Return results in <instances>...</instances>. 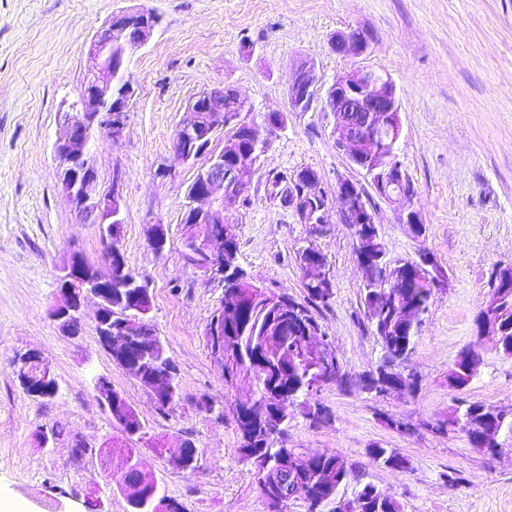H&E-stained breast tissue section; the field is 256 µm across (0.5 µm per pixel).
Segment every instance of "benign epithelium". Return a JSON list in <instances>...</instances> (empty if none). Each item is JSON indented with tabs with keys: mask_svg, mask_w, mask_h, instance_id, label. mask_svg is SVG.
<instances>
[{
	"mask_svg": "<svg viewBox=\"0 0 512 512\" xmlns=\"http://www.w3.org/2000/svg\"><path fill=\"white\" fill-rule=\"evenodd\" d=\"M156 28L155 13L142 9L115 15L99 28L90 41L89 53L95 66L86 76L79 95L60 113L54 141V155L58 162V184L62 193L77 214L93 219L100 225L102 236L112 241V225L120 219L123 199L122 176L114 172L111 185L104 189L98 180L94 164L92 141L95 135H105L113 143L123 140L130 105L135 94L129 65L134 54L151 39ZM371 43V34L360 28L341 30L331 41V49L338 55L358 57L365 54ZM127 73L117 82L112 77L115 68ZM241 106L233 111L224 110V89L203 90L186 104L183 119L178 124L173 148L181 159L194 166L203 159L196 177L187 187L188 206L185 247L188 259L212 275L224 276V240L233 236V229L224 220V211L236 201L230 199L233 191L246 188L254 176L256 161L249 154L238 150V138L225 140L224 149L216 154L211 150L215 136L228 126L242 132H251L257 120L250 117V103L237 97ZM328 112L333 117L332 134L339 149L346 152L349 162L369 178L372 189L380 191L391 204H399L412 195V185L398 159L382 166H374L379 146L399 144L401 123L399 98L391 79L373 70L352 69L336 76L324 96H319L312 64L305 62L295 69L288 79V111L310 112L315 109ZM295 182L300 192L291 194L290 201L305 224H324L328 200L321 191L320 180L310 168L301 170ZM336 197L340 200V220L344 224H374L376 211L369 199V192L361 183L350 178L336 179ZM204 224L208 233L201 238L194 227ZM381 241L367 233L355 236V253L358 263L377 253ZM322 253L310 244L299 251V264L304 273H314V282L331 283L326 263L320 261ZM107 270L103 271L84 259L75 257L59 277V303L51 310L52 318L61 327L72 329L79 325L82 307L88 298L96 299V329L108 352H118L124 367L138 371L140 361L130 357L129 345L140 335L144 316L150 311V295L139 289L129 296L127 308L119 315L112 305V283L122 280L131 288L135 280L128 277L125 267L112 266V257L106 258ZM436 265L427 259L416 269L399 263L389 272V281L404 278L416 288L423 281L424 272L432 274V287L440 286L434 275ZM223 324L211 327L215 347L211 351L214 362L225 369L228 381L235 382L231 368L224 366V349L221 335ZM478 343L459 354L458 360L472 365V351L489 341L500 344V331L494 320L484 317L477 332ZM322 369L320 379L329 384L340 377L337 354L330 347L318 351ZM20 380L30 386L31 396L40 397L56 390L48 360L38 352H28L16 360ZM97 391L107 409L119 405L123 399L120 391L101 379ZM495 427L489 425L465 426L466 437L474 448L486 449L496 445ZM161 456L172 454V462L184 471H191L199 456L196 449L186 443L177 448H159ZM269 512H281L287 499L285 493L273 483L262 493Z\"/></svg>",
	"mask_w": 512,
	"mask_h": 512,
	"instance_id": "obj_1",
	"label": "benign epithelium"
}]
</instances>
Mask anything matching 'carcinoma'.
Wrapping results in <instances>:
<instances>
[{"instance_id": "1", "label": "carcinoma", "mask_w": 512, "mask_h": 512, "mask_svg": "<svg viewBox=\"0 0 512 512\" xmlns=\"http://www.w3.org/2000/svg\"><path fill=\"white\" fill-rule=\"evenodd\" d=\"M224 251L229 267L224 272V294L231 295L234 284L247 273L238 262L236 240L224 243ZM390 264L392 260L388 259L387 251L383 248L381 256L364 269L362 295L365 316L380 347L381 357L375 370L364 375L362 390L376 396L381 395L379 383L386 378L402 383L409 393L417 388L418 381L405 377L399 367L413 349L433 295V289L425 284L420 285L418 305L414 308L419 317L417 323H410L405 312L406 303L394 296L397 286L383 284V276ZM305 288L307 299L297 310L286 311L274 306L270 297L273 290L258 285L240 289V292L248 294L250 300L242 315L235 314L226 298L223 299L224 308L217 309L213 314L215 318L224 316V345L234 352L238 379L253 387L257 403L268 408L272 386L281 384L287 388L286 399L267 412L266 421L236 418L241 457L254 464L258 483L272 480L288 482L294 500H301L310 489L324 485L327 487L324 496L336 503L335 512H354L353 505L359 500L363 501L359 512H403L402 504L394 495L370 482L364 484L353 499L344 501L338 498L340 487L351 480L354 470L353 465L337 452L323 453L317 457L314 469L303 480L285 472L281 465L282 457L301 455L300 449L279 444L280 437L295 419L296 410H302L306 417L312 416L315 423L330 418L320 406L316 414H311L310 396L320 388L314 346L329 340V337L322 331L309 305L326 304L333 294L311 281L305 283ZM491 293L498 295L496 306L488 313L492 314L500 329L499 352L512 357V294H501L497 288L492 289ZM142 330L143 338L154 343L157 357L163 365L172 373H177L167 356L165 343L153 326L146 322ZM455 411L461 418L473 422L491 419L500 429L507 425L506 413L480 401L460 400ZM368 455L373 464L379 467L405 470L410 466L409 459L397 449L385 448L378 443L368 448ZM119 465L128 469L136 484L134 491L124 493L128 512H157L164 497L160 496L153 478L138 469L133 449H119Z\"/></svg>"}]
</instances>
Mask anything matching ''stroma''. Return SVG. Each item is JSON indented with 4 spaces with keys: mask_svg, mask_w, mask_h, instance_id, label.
I'll return each instance as SVG.
<instances>
[{
    "mask_svg": "<svg viewBox=\"0 0 512 512\" xmlns=\"http://www.w3.org/2000/svg\"><path fill=\"white\" fill-rule=\"evenodd\" d=\"M147 8L159 17L130 71L135 97L125 138L93 143L99 182L123 180L120 249L147 285L148 318L178 368L180 399L161 410L152 391L113 362L95 327V303L77 334L49 315L58 278L73 257L104 266L99 225L81 218L58 186L53 142L62 105L77 97L93 61L92 34L112 15ZM370 30L360 57L330 48L337 31ZM313 64L318 92L357 67L387 74L400 104L399 159L426 232L415 236L398 205L380 200L376 220L389 258L433 255L448 286L436 288L408 367L414 394L377 397L357 381L375 369L380 348L364 316L355 237L339 217L336 179L364 181L339 150L331 114L288 109V76ZM232 86L257 113L282 112L245 201L225 217L239 261L256 283L305 297L298 251L324 254L334 286L328 305L312 312L336 348L343 379L314 399L330 418L296 416L282 441L304 453H341L355 476L341 487L353 498L365 483L394 494L404 512H512V430L492 458L463 431L432 432L457 398L481 401L512 418V357L484 343L483 362L462 391L448 386L459 353L476 339V319L494 269L512 264V0H0V499L23 512H85L96 492L104 512H127L118 485L101 474L106 453L122 439L97 392L109 380L139 414L142 438L131 447L183 512H268L254 466L238 452L234 408L247 385L226 386L205 330L224 295L220 279L191 263L182 245L186 191L195 168L173 150L187 101L206 88ZM175 171L157 177L159 167ZM315 170L328 197V221L301 223L280 191L303 168ZM167 244L155 255L153 223ZM38 351L51 364L53 397L26 394L15 358ZM49 444H42V436ZM193 442L195 470L157 455L160 446ZM379 443L409 458L406 470L376 466Z\"/></svg>",
    "mask_w": 512,
    "mask_h": 512,
    "instance_id": "obj_1",
    "label": "stroma"
}]
</instances>
